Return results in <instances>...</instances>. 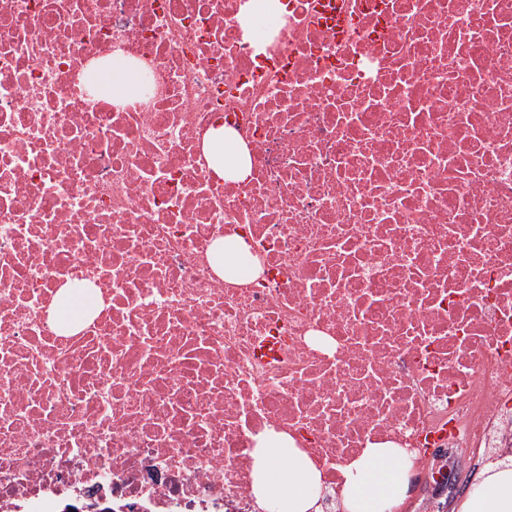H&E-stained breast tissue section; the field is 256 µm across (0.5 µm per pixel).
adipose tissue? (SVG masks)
Wrapping results in <instances>:
<instances>
[{
  "instance_id": "adipose-tissue-1",
  "label": "adipose tissue",
  "mask_w": 512,
  "mask_h": 512,
  "mask_svg": "<svg viewBox=\"0 0 512 512\" xmlns=\"http://www.w3.org/2000/svg\"><path fill=\"white\" fill-rule=\"evenodd\" d=\"M208 145L222 177H237L247 167V152L223 130L211 131ZM253 494L263 512H318L320 473L311 460L293 448L287 435L269 433L253 449ZM408 466L403 451L373 445L343 472L341 505L344 512H394L407 489ZM458 512H512V462L486 464L479 480L461 502Z\"/></svg>"
}]
</instances>
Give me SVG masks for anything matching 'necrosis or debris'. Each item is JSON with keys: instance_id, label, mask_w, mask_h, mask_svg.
Segmentation results:
<instances>
[{"instance_id": "necrosis-or-debris-1", "label": "necrosis or debris", "mask_w": 512, "mask_h": 512, "mask_svg": "<svg viewBox=\"0 0 512 512\" xmlns=\"http://www.w3.org/2000/svg\"><path fill=\"white\" fill-rule=\"evenodd\" d=\"M263 3L0 0V512H256L269 430L320 512L369 445L512 447V0ZM137 77L127 69V64L121 59L112 60V68L102 76L103 88L112 90L113 101H120L131 94ZM208 145L217 156L218 163L214 171L220 177H238L245 172L247 167V152L244 146L236 142L231 135L224 133V127L212 130L209 135ZM230 156L228 166H224V154Z\"/></svg>"}]
</instances>
